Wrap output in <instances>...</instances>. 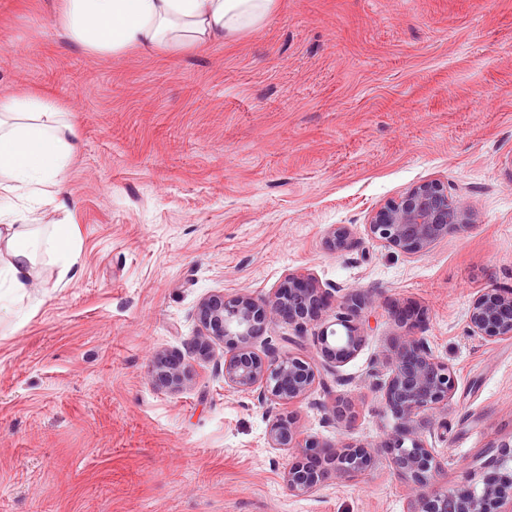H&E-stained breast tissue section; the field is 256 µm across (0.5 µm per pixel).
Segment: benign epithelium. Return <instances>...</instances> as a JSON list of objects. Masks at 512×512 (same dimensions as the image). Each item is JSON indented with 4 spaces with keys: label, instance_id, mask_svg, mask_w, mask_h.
Returning a JSON list of instances; mask_svg holds the SVG:
<instances>
[{
    "label": "benign epithelium",
    "instance_id": "1",
    "mask_svg": "<svg viewBox=\"0 0 512 512\" xmlns=\"http://www.w3.org/2000/svg\"><path fill=\"white\" fill-rule=\"evenodd\" d=\"M471 223L469 212L448 196L447 187L424 181L378 208L368 224L371 238L406 254L426 252L436 241ZM350 228H330L328 244L341 252L351 245ZM330 293L313 281L290 274L264 299L247 293L211 294L198 305L196 317L202 335L186 353L161 358L154 366L156 380L177 388L186 377L185 359H208L212 343L224 345V385L255 392L268 417L267 444L276 449H296L298 457L284 472L288 491L308 496L333 477H351L369 471L380 454L392 470L419 490L410 512H512V441L498 444L499 456L491 461L482 483L461 482L451 488L436 486L438 475L454 464L429 446L424 432L433 429L434 415L448 406L457 376L433 354L427 342L407 336L390 350L388 376L380 384L386 413L394 421L391 437L381 445L321 444L300 437L292 412L285 410L305 398L322 379L336 372L360 350L366 335L361 311L365 297L352 292L336 305L329 320ZM468 321L473 336L488 343L512 339V292L482 291L472 302ZM301 333L317 326V357L281 355L272 347L260 352L255 343L275 324ZM336 421L345 427L356 419L355 404L344 397L332 400Z\"/></svg>",
    "mask_w": 512,
    "mask_h": 512
}]
</instances>
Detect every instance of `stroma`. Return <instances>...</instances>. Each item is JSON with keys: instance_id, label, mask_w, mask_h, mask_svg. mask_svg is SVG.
<instances>
[{"instance_id": "35a3bbf8", "label": "stroma", "mask_w": 512, "mask_h": 512, "mask_svg": "<svg viewBox=\"0 0 512 512\" xmlns=\"http://www.w3.org/2000/svg\"><path fill=\"white\" fill-rule=\"evenodd\" d=\"M51 10L0 0V95L72 105L79 150L53 198L0 207L75 225L80 249L64 277L40 259L23 298L0 288V512H408L417 492L382 457L291 495L296 452L268 446L256 394L225 388L222 344L179 390L154 380L202 298H265L291 274L368 299L361 350L291 406L303 436L386 441L378 386L414 334L458 377L440 482H480L512 439V339L468 324L482 290L512 291V0H282L258 31L152 60L88 55ZM428 180L473 224L415 255L372 239L373 211ZM334 395L358 405L351 427Z\"/></svg>"}]
</instances>
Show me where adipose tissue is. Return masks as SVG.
Returning a JSON list of instances; mask_svg holds the SVG:
<instances>
[{
	"mask_svg": "<svg viewBox=\"0 0 512 512\" xmlns=\"http://www.w3.org/2000/svg\"><path fill=\"white\" fill-rule=\"evenodd\" d=\"M280 0H56L53 23L83 52L175 57L262 26ZM69 107L37 90L0 97V186L29 198L44 195L78 149ZM69 273L78 252L73 225L0 224V288L25 296L36 272L35 249Z\"/></svg>",
	"mask_w": 512,
	"mask_h": 512,
	"instance_id": "1",
	"label": "adipose tissue"
}]
</instances>
